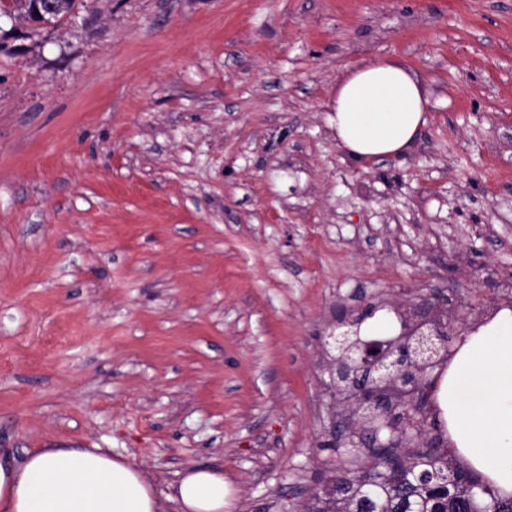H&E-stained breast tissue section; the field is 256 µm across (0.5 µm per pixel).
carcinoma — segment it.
<instances>
[{"label":"carcinoma","mask_w":512,"mask_h":512,"mask_svg":"<svg viewBox=\"0 0 512 512\" xmlns=\"http://www.w3.org/2000/svg\"><path fill=\"white\" fill-rule=\"evenodd\" d=\"M76 0H12L10 14L42 24L70 15ZM401 460L391 468L368 463L337 468L326 489L312 491L303 512H512V498L457 465L446 448H391Z\"/></svg>","instance_id":"cac0c4a2"}]
</instances>
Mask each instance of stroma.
I'll return each mask as SVG.
<instances>
[{"instance_id": "obj_1", "label": "stroma", "mask_w": 512, "mask_h": 512, "mask_svg": "<svg viewBox=\"0 0 512 512\" xmlns=\"http://www.w3.org/2000/svg\"><path fill=\"white\" fill-rule=\"evenodd\" d=\"M373 57L429 109L364 167L328 103ZM424 295L457 339L512 308V0L0 18L1 453L109 448L160 491L220 468L229 512H293L369 459L325 444L323 336Z\"/></svg>"}]
</instances>
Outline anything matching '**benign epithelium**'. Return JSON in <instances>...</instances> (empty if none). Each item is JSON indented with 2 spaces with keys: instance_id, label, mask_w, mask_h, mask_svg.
<instances>
[{
  "instance_id": "obj_1",
  "label": "benign epithelium",
  "mask_w": 512,
  "mask_h": 512,
  "mask_svg": "<svg viewBox=\"0 0 512 512\" xmlns=\"http://www.w3.org/2000/svg\"><path fill=\"white\" fill-rule=\"evenodd\" d=\"M329 339L338 351L330 386L352 412L333 420L328 436L350 438L353 447L371 448L374 459L386 463L384 449L425 436L424 408L443 370L448 322L432 310L409 309L401 312L395 336L364 341L347 329Z\"/></svg>"
}]
</instances>
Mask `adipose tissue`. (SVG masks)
Listing matches in <instances>:
<instances>
[{
  "label": "adipose tissue",
  "mask_w": 512,
  "mask_h": 512,
  "mask_svg": "<svg viewBox=\"0 0 512 512\" xmlns=\"http://www.w3.org/2000/svg\"><path fill=\"white\" fill-rule=\"evenodd\" d=\"M428 100L403 65L370 59L343 73L330 102L342 149L368 164L397 157L427 123ZM435 396L448 445L501 495H512V308L455 346ZM223 471L195 467L157 491L140 466L108 448H37L0 456V512H224Z\"/></svg>",
  "instance_id": "ef3b65f1"
}]
</instances>
